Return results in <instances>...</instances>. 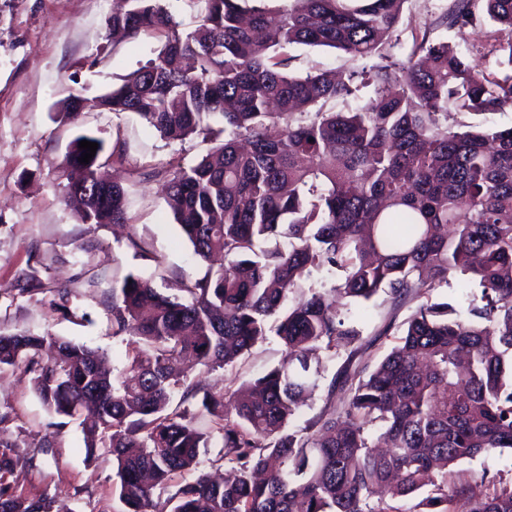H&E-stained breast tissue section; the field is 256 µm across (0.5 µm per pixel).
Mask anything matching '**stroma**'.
<instances>
[{"label":"stroma","instance_id":"1","mask_svg":"<svg viewBox=\"0 0 512 512\" xmlns=\"http://www.w3.org/2000/svg\"><path fill=\"white\" fill-rule=\"evenodd\" d=\"M453 0H405L397 52L407 55L413 37L429 32L457 52L481 61L497 76L512 73L498 64L494 47L512 34L489 19L472 25L441 26L439 16ZM113 0H0V331L27 330L63 337L103 350L111 365L126 360L128 337L112 334L107 300L112 284L128 273L174 293L182 281L204 276L169 208L155 167L171 170L196 164L212 147L192 135L170 140L132 115L116 117L97 99L153 58L160 34L145 31L113 43L104 20ZM289 71L302 76L320 69L360 67V60L324 47L291 45ZM86 106L77 117L58 110L69 94ZM90 133L113 144L127 143V157L108 165L128 192L127 221L89 226L66 202L62 164L72 139ZM31 275L41 290L22 294L17 281ZM412 305L393 309L383 296L348 307L362 332L360 358L375 364L395 346ZM287 352L277 337L256 345L235 366H202L188 379L220 390L240 385ZM0 437L7 456L34 454L32 466L0 475V484L27 498L54 496L67 512H117L112 458L106 451L87 457L78 420L49 412L34 391L25 367L0 371Z\"/></svg>","mask_w":512,"mask_h":512}]
</instances>
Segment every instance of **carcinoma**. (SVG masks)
Segmentation results:
<instances>
[{
    "mask_svg": "<svg viewBox=\"0 0 512 512\" xmlns=\"http://www.w3.org/2000/svg\"><path fill=\"white\" fill-rule=\"evenodd\" d=\"M199 2L200 23L186 31L164 0H116L107 29L158 30L165 41L100 106L168 139L221 138L190 169L153 176L194 255L224 264L182 283L181 296L134 273L112 286V335L136 337L114 375L101 350L26 331L0 332V370L25 363L57 415L93 413L86 452L112 454L118 512H456L458 502L512 512V482L448 479L461 461L512 450V127L448 126L451 111L512 109V75L490 78L425 34L398 56L405 0ZM480 2L512 33V0H454L443 23L477 21ZM293 44L371 64L296 77L284 52ZM369 86L372 97L336 109ZM270 124L279 137L267 136ZM82 140L98 143L87 164ZM104 151L103 139L80 134L66 155L84 224L127 221V191L95 178ZM314 270L335 282L303 287ZM456 274L481 288L463 319L432 301ZM380 293L395 308L417 306L398 345L371 371L353 369L360 330L337 301ZM272 334L288 362L244 384L243 398V388L217 392L172 372L186 356L232 367ZM322 351L347 354L328 389L338 403L289 433L325 370ZM203 453L224 481L199 471ZM189 471L198 475L166 495ZM426 485L418 503L392 504ZM53 503L0 487V512Z\"/></svg>",
    "mask_w": 512,
    "mask_h": 512,
    "instance_id": "carcinoma-1",
    "label": "carcinoma"
}]
</instances>
